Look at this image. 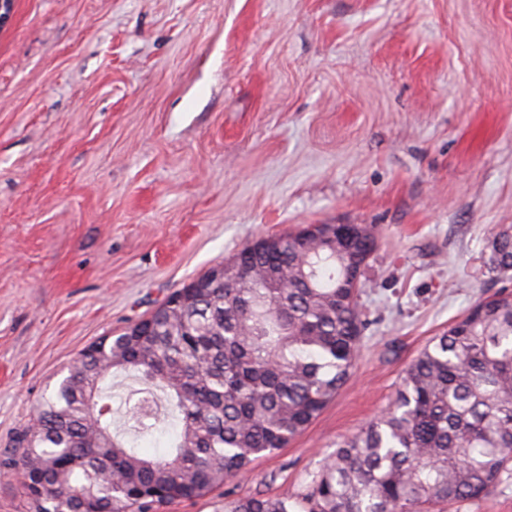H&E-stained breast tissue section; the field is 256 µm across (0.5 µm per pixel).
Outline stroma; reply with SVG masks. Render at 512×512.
<instances>
[{"instance_id":"obj_1","label":"stroma","mask_w":512,"mask_h":512,"mask_svg":"<svg viewBox=\"0 0 512 512\" xmlns=\"http://www.w3.org/2000/svg\"><path fill=\"white\" fill-rule=\"evenodd\" d=\"M371 224L349 381L286 448L159 512L296 498L433 336L512 289V0H13L0 25V457L99 338L258 237ZM132 376L112 419L138 435ZM490 264L500 274L512 270V233H496L489 242Z\"/></svg>"}]
</instances>
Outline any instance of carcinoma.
<instances>
[{"instance_id": "obj_1", "label": "carcinoma", "mask_w": 512, "mask_h": 512, "mask_svg": "<svg viewBox=\"0 0 512 512\" xmlns=\"http://www.w3.org/2000/svg\"><path fill=\"white\" fill-rule=\"evenodd\" d=\"M373 229L305 226L227 261L221 288H181L111 359L82 354L41 402L0 465L24 475L30 512H158L206 495L283 448L335 397L369 320L350 268L367 260ZM490 264L512 270V233L489 242ZM140 373L131 409L145 433L178 415L175 451L148 459L111 431L103 383ZM106 412L90 417V407ZM512 473V293L476 302L420 352L394 404L344 442L299 501L248 496L224 512H427L483 498Z\"/></svg>"}]
</instances>
